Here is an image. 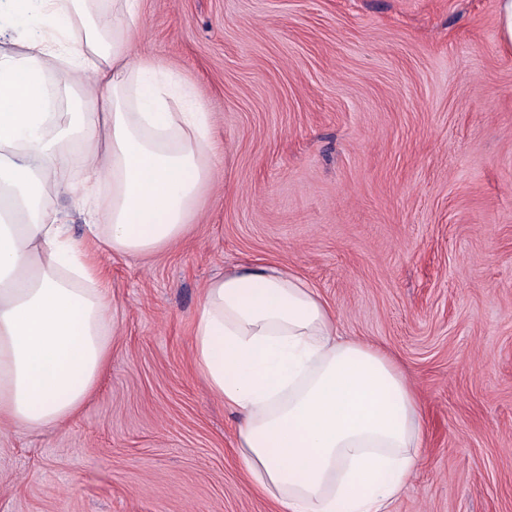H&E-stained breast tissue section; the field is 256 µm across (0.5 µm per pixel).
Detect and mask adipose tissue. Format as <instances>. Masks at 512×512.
Listing matches in <instances>:
<instances>
[{
  "label": "adipose tissue",
  "instance_id": "obj_1",
  "mask_svg": "<svg viewBox=\"0 0 512 512\" xmlns=\"http://www.w3.org/2000/svg\"><path fill=\"white\" fill-rule=\"evenodd\" d=\"M0 25L21 48L0 51V429L44 430L80 411L111 356L102 257L181 239L221 153L193 92L138 60L137 0H0ZM52 60L76 94L62 112ZM66 193L88 201L80 245L57 210ZM193 350L277 512H387L416 476L410 378L301 277L267 264L210 281Z\"/></svg>",
  "mask_w": 512,
  "mask_h": 512
}]
</instances>
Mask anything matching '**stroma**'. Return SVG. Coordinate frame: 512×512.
<instances>
[{
  "mask_svg": "<svg viewBox=\"0 0 512 512\" xmlns=\"http://www.w3.org/2000/svg\"><path fill=\"white\" fill-rule=\"evenodd\" d=\"M223 158L187 234L106 259L112 358L63 425L0 435V512H272L191 360L206 285L309 282L409 375L423 462L392 512H512V46L498 0H139Z\"/></svg>",
  "mask_w": 512,
  "mask_h": 512,
  "instance_id": "stroma-1",
  "label": "stroma"
}]
</instances>
